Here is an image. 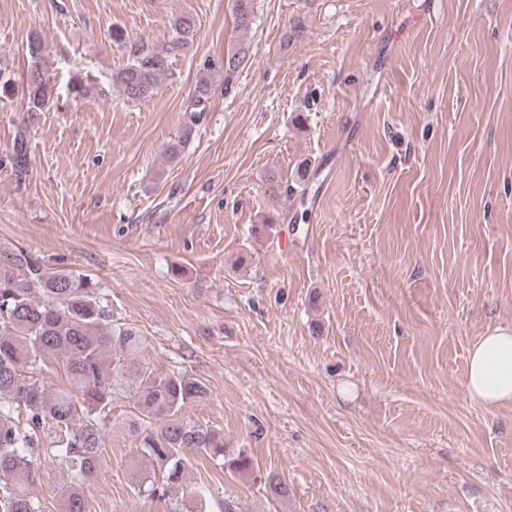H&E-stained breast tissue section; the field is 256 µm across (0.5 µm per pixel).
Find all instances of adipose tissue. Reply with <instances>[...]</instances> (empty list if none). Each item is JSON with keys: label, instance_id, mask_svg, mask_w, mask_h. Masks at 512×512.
<instances>
[{"label": "adipose tissue", "instance_id": "obj_1", "mask_svg": "<svg viewBox=\"0 0 512 512\" xmlns=\"http://www.w3.org/2000/svg\"><path fill=\"white\" fill-rule=\"evenodd\" d=\"M465 390L489 410L512 402V330L494 329L472 347Z\"/></svg>", "mask_w": 512, "mask_h": 512}]
</instances>
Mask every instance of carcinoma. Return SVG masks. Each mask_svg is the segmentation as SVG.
Returning <instances> with one entry per match:
<instances>
[{"label": "carcinoma", "mask_w": 512, "mask_h": 512, "mask_svg": "<svg viewBox=\"0 0 512 512\" xmlns=\"http://www.w3.org/2000/svg\"><path fill=\"white\" fill-rule=\"evenodd\" d=\"M236 27L246 32L256 18L255 0H233ZM195 21L180 15L164 43L130 47L127 64L112 73V85L128 103L154 94L162 78L173 76L171 58L184 51ZM44 42L35 34L28 43L33 61L27 76L28 111L59 106V95L40 65ZM244 40L218 64L207 67L184 110L182 132L167 147L174 159L182 152L204 116L218 80L229 92L233 77L251 63ZM27 130L18 129L11 150L0 163L18 174L29 167ZM145 338L124 324L109 320L99 285L73 270H54L19 247L0 246V512H46L33 489L40 484L38 460L58 462L69 482L62 491L64 512H91L85 487L107 465L105 429L112 423V404L128 400L125 427L135 442L128 467L140 486L154 487L142 470L148 461L179 488L192 460L201 455L237 472H247L251 460L243 453L226 454L224 433L195 421L188 410L208 399V387L181 370L163 372L139 361ZM51 359L65 382L49 385L32 376L37 362ZM268 500L283 503L288 484L269 476Z\"/></svg>", "instance_id": "carcinoma-1"}]
</instances>
